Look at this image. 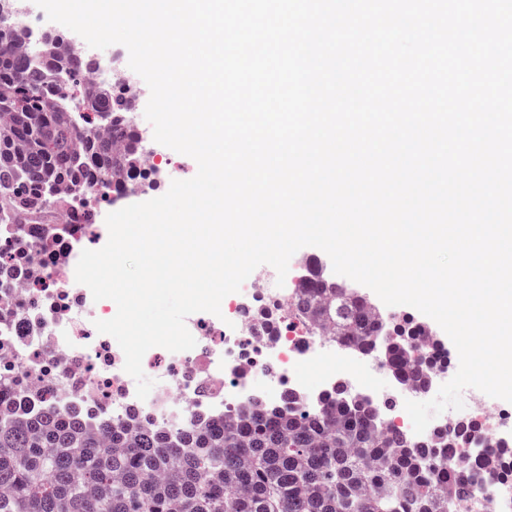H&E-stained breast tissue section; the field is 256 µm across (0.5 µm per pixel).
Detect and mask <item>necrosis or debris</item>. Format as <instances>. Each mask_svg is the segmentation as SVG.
<instances>
[{
	"label": "necrosis or debris",
	"instance_id": "1",
	"mask_svg": "<svg viewBox=\"0 0 512 512\" xmlns=\"http://www.w3.org/2000/svg\"><path fill=\"white\" fill-rule=\"evenodd\" d=\"M136 181L130 174L92 180L80 192L88 209L59 207L52 224H23L15 237L0 236V378L10 383L12 413L78 411L94 424L181 431L198 419L220 418L255 401L280 404L288 392L315 411L340 385L347 397L376 411L380 430L399 431L411 445L437 446L454 430L455 419L447 417L415 433L404 407L415 397L411 386L398 380L384 389L374 387L357 370L362 363L366 373L390 377L377 354L340 347L334 337L312 333L299 322L282 323L299 282L296 267L284 288L247 278L225 300V326L189 315L185 324L195 347L149 349L142 367L155 385L147 399H139L135 379L124 370V353L94 326L107 319L109 307L94 301L90 289L75 279L76 245L94 235L106 208L137 194ZM336 362L348 364V371L311 382V366ZM474 403L485 447H505L501 434L512 433V411L488 406L483 396ZM509 506L512 484L477 485L460 512H505Z\"/></svg>",
	"mask_w": 512,
	"mask_h": 512
}]
</instances>
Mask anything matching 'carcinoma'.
<instances>
[{
  "instance_id": "carcinoma-1",
  "label": "carcinoma",
  "mask_w": 512,
  "mask_h": 512,
  "mask_svg": "<svg viewBox=\"0 0 512 512\" xmlns=\"http://www.w3.org/2000/svg\"><path fill=\"white\" fill-rule=\"evenodd\" d=\"M97 72L58 32L34 46L23 23L0 27V225L42 220L63 187L141 168L130 100L87 80ZM101 111L106 131L94 128ZM293 307L341 343L375 341L397 379L428 387L431 365L424 354L412 359L410 328L388 331L353 290L314 269ZM343 394L337 387L322 412L293 408L288 395L193 431L134 433L56 410L20 420L0 402V512H453L474 482L512 477L511 448L489 459L478 446L454 455L461 434L483 441L462 420L443 441L449 470L434 480V455L378 432L372 411Z\"/></svg>"
}]
</instances>
